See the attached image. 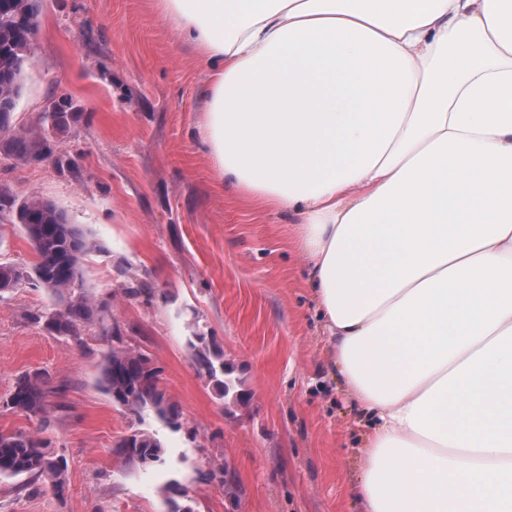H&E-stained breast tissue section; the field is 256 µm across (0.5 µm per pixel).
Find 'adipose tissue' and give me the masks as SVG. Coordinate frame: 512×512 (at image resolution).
Segmentation results:
<instances>
[{"label": "adipose tissue", "instance_id": "1", "mask_svg": "<svg viewBox=\"0 0 512 512\" xmlns=\"http://www.w3.org/2000/svg\"><path fill=\"white\" fill-rule=\"evenodd\" d=\"M221 183L299 216L365 512H512V0H160Z\"/></svg>", "mask_w": 512, "mask_h": 512}]
</instances>
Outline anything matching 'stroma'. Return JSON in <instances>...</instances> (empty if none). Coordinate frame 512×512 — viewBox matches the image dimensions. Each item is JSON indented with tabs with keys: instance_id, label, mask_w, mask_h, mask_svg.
I'll return each mask as SVG.
<instances>
[{
	"instance_id": "obj_1",
	"label": "stroma",
	"mask_w": 512,
	"mask_h": 512,
	"mask_svg": "<svg viewBox=\"0 0 512 512\" xmlns=\"http://www.w3.org/2000/svg\"><path fill=\"white\" fill-rule=\"evenodd\" d=\"M206 83L158 0H40L13 125L29 128L61 101L74 119L51 133L52 159H0V188L54 203L92 243L83 289L159 368L182 427L114 405L98 325H82L78 344L43 330L29 316L56 299L22 281L0 295V398L26 372L61 391L46 422L0 411V430L41 431L68 471L59 495L1 478L0 512H169L174 482L194 512H363L354 489L372 430L316 313L299 219L218 186L196 135ZM34 260L22 225L0 217V263ZM196 330L223 348L243 404H224L199 375L186 347ZM136 429L160 440L166 466L116 456Z\"/></svg>"
}]
</instances>
